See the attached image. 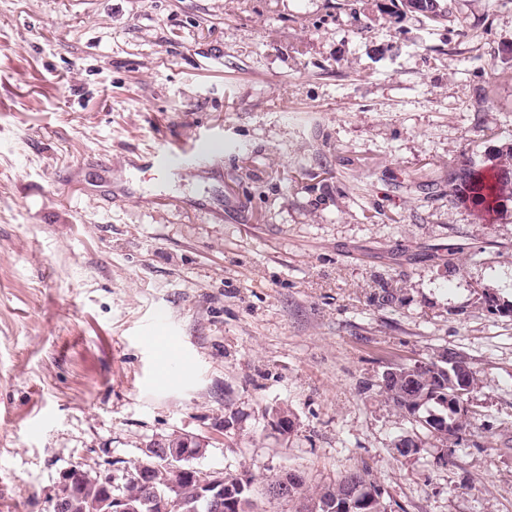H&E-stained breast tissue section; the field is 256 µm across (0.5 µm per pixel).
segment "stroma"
Instances as JSON below:
<instances>
[{
  "mask_svg": "<svg viewBox=\"0 0 512 512\" xmlns=\"http://www.w3.org/2000/svg\"><path fill=\"white\" fill-rule=\"evenodd\" d=\"M440 4L0 0V512L173 432L258 512L363 466L390 512H512V198L448 200L512 146V0ZM447 351L457 439L379 387ZM403 8L410 12H427L424 15L432 23H440L447 17L446 11L440 6L439 0H401ZM197 146L198 143L178 153L163 150L152 152L147 158V166L163 173L188 170L205 158L204 150H197Z\"/></svg>",
  "mask_w": 512,
  "mask_h": 512,
  "instance_id": "obj_1",
  "label": "stroma"
}]
</instances>
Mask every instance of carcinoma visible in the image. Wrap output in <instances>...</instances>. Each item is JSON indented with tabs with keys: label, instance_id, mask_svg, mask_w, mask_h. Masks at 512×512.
Instances as JSON below:
<instances>
[{
	"label": "carcinoma",
	"instance_id": "obj_1",
	"mask_svg": "<svg viewBox=\"0 0 512 512\" xmlns=\"http://www.w3.org/2000/svg\"><path fill=\"white\" fill-rule=\"evenodd\" d=\"M403 8L410 12H424L432 23L447 17L439 0H401ZM492 172L471 163L461 169L457 177L448 183V198L468 199L487 210H496L499 198L512 192V147L502 149L490 159ZM463 357L448 352L439 360L423 361L414 366H400L389 370V377L381 378V388L387 400L402 410L421 427L437 430L431 412H441L448 422L445 434H455L463 427L462 417L466 411L469 393L455 397V407L441 410L440 400L452 394V365ZM288 478V494L283 499L294 498L302 486V479L295 473L276 475L267 487L271 488ZM153 485L159 495L170 501L167 512H185L184 502L195 497V490L208 476L200 471L187 481L167 471L156 470L152 474ZM225 488L240 498L252 496V481L246 475L224 474ZM112 487H107L98 471H81L73 485V493L67 512H108ZM119 495L135 506L138 512H155L144 504V487L132 478H122ZM300 512H387L382 492L375 485L366 469L347 474L338 484L322 489L307 500Z\"/></svg>",
	"mask_w": 512,
	"mask_h": 512
}]
</instances>
